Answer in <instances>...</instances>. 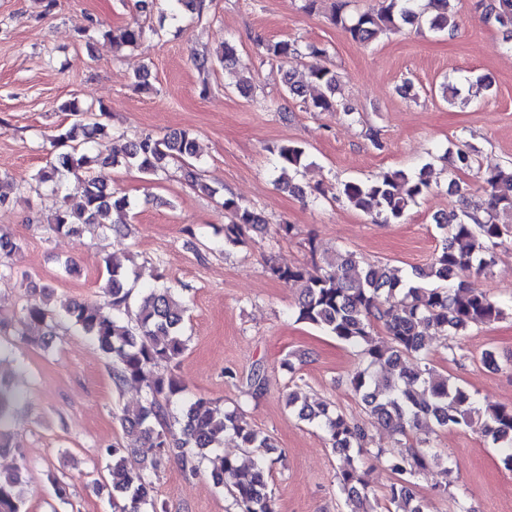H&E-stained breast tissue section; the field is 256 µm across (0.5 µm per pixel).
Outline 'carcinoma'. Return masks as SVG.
Returning a JSON list of instances; mask_svg holds the SVG:
<instances>
[{
    "label": "carcinoma",
    "mask_w": 512,
    "mask_h": 512,
    "mask_svg": "<svg viewBox=\"0 0 512 512\" xmlns=\"http://www.w3.org/2000/svg\"><path fill=\"white\" fill-rule=\"evenodd\" d=\"M169 12L185 8L202 15L205 0H168ZM374 12L356 18L345 14L347 0H337L331 19L350 38L369 43L383 33L399 32L406 25L427 24L436 33L454 34L457 29L452 0H428L433 14L426 15L421 0H379ZM485 20L503 27L512 26V0H492ZM149 32L135 22L105 36L118 47H137ZM258 47L271 60L283 64L301 58H319L327 49L317 43L297 40L260 41ZM231 67L236 63L235 48L224 44V54L213 60L206 54L195 57L202 73L215 64ZM338 77L318 65L310 66L308 80L296 83L285 74L288 95L298 97L318 112L342 109L355 117L354 109L336 98ZM69 125L51 139L53 145L69 144V150L52 154L45 166L29 181L14 185L19 192L47 187L56 197L48 229L56 233L82 234L87 231H120L114 215L130 208L127 196L88 176L94 165L135 168L148 179L168 170L173 161L186 166L192 186L209 196L217 190L198 181L190 160L197 157L196 140L186 130L157 135L142 132L129 139L118 134L112 155L94 156L89 144L112 133L108 108L82 106L71 100L62 106ZM277 186L297 196L305 189L298 180L309 159L305 148L295 143L277 147ZM458 171L473 170L472 147L458 146L454 156ZM485 197L436 219L442 235L441 247L425 268L407 276L389 264H361L355 254L338 250L323 259L310 273L270 262L269 274L288 284L298 285L301 293L295 309L296 321L307 323L356 348L362 364L351 375V386L364 404L370 419L398 436L396 448H372L367 427L331 410L323 403H310L297 390L288 394V408L303 422L320 427L332 450L344 455L348 464L337 475L340 492L351 512H378L370 501L364 479V457L385 458L394 476L386 496L385 512H427V502L414 491V478L429 461H441L429 446L433 426L477 428L500 449L504 466L512 470V407L483 405L464 387L438 372L431 364L426 338L437 331L451 338L473 326L491 324L507 315L506 308L485 291L474 287L473 273L490 268L495 249L504 238H512V224L501 216L512 217V163L477 175ZM430 189L426 169L414 173L388 170L368 181H347L336 188V198L376 221H398L409 207ZM76 191L81 203L69 200ZM221 208L230 215L224 225V245L237 247L250 235L262 233L268 221L253 208L233 197H222ZM107 274L104 299L71 302L50 307L52 290L32 289L31 298L11 321L0 319V337L18 336L30 345H40L55 335L57 328L72 326L92 341L112 360L111 375L118 388L137 383L145 389L144 402L121 410V424L137 433L155 458L139 459L135 452L108 445L100 454L108 461L109 483L105 485L112 505L120 512H166L154 494L153 476L159 462L176 457L183 470L194 475L208 461L213 483L227 490L234 512H278L268 488L274 459L270 437L255 429L242 404L221 408L204 398L185 404L176 413L174 398L183 392L182 382L162 371L176 364L188 349L183 334L187 307L170 286H149L135 290L125 263L112 257L104 260ZM382 325L385 335L376 333ZM379 367L388 376L379 380L371 369ZM22 400V393L0 383V451L10 449L8 424ZM231 434L243 448L245 459L220 453L224 437ZM23 472H0V512H25L21 486Z\"/></svg>",
    "instance_id": "obj_1"
}]
</instances>
